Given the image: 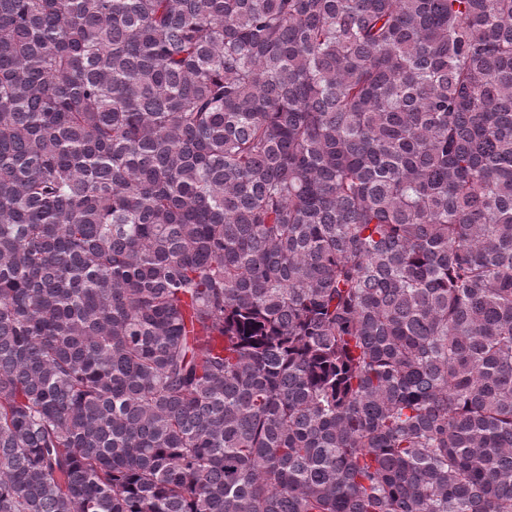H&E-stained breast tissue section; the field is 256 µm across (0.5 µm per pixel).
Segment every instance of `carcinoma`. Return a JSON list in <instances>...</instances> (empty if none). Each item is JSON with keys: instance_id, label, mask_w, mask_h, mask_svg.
<instances>
[{"instance_id": "cac0c4a2", "label": "carcinoma", "mask_w": 512, "mask_h": 512, "mask_svg": "<svg viewBox=\"0 0 512 512\" xmlns=\"http://www.w3.org/2000/svg\"><path fill=\"white\" fill-rule=\"evenodd\" d=\"M0 512H512V0H0Z\"/></svg>"}]
</instances>
